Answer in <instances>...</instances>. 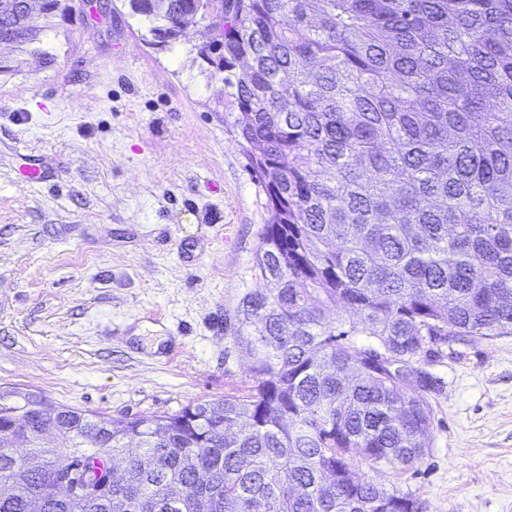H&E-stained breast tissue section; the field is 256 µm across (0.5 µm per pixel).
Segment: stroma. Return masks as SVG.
Wrapping results in <instances>:
<instances>
[{
	"label": "stroma",
	"mask_w": 512,
	"mask_h": 512,
	"mask_svg": "<svg viewBox=\"0 0 512 512\" xmlns=\"http://www.w3.org/2000/svg\"><path fill=\"white\" fill-rule=\"evenodd\" d=\"M127 0L54 16L0 48V394L105 418L174 414L245 392L238 307L271 214L237 142L240 113L190 27L149 47ZM54 157L27 184L24 154ZM427 453L352 458L423 512H512V336L445 348Z\"/></svg>",
	"instance_id": "stroma-1"
}]
</instances>
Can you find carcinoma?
Masks as SVG:
<instances>
[{
  "mask_svg": "<svg viewBox=\"0 0 512 512\" xmlns=\"http://www.w3.org/2000/svg\"><path fill=\"white\" fill-rule=\"evenodd\" d=\"M222 2L213 67L248 62L224 86L272 214L235 336L252 386L110 421L0 401V512H420L349 461L414 466L420 360L512 336V0ZM129 8L171 44L189 0ZM77 463L101 488L71 502Z\"/></svg>",
  "mask_w": 512,
  "mask_h": 512,
  "instance_id": "carcinoma-1",
  "label": "carcinoma"
}]
</instances>
